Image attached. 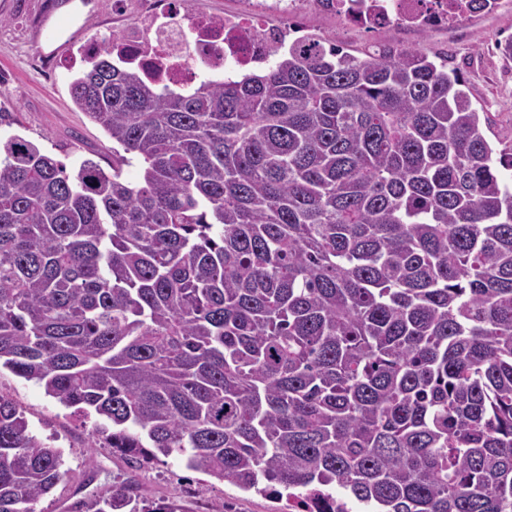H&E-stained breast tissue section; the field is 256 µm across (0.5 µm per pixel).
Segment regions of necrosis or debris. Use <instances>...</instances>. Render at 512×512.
I'll return each mask as SVG.
<instances>
[{
	"label": "necrosis or debris",
	"instance_id": "4bbe7bcc",
	"mask_svg": "<svg viewBox=\"0 0 512 512\" xmlns=\"http://www.w3.org/2000/svg\"><path fill=\"white\" fill-rule=\"evenodd\" d=\"M502 0H245L243 9L210 16L200 0H145L116 54L169 85L188 81L198 63L207 68L250 70L267 66L288 39L289 19L331 14L371 31L387 23L425 31L445 30L475 13L498 15Z\"/></svg>",
	"mask_w": 512,
	"mask_h": 512
}]
</instances>
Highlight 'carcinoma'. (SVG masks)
Wrapping results in <instances>:
<instances>
[{"mask_svg": "<svg viewBox=\"0 0 512 512\" xmlns=\"http://www.w3.org/2000/svg\"><path fill=\"white\" fill-rule=\"evenodd\" d=\"M465 87L308 36L175 91L102 41L70 90L112 171L0 144V369L133 467L512 512V152ZM63 465L0 394V512H37ZM70 512L191 510L115 482Z\"/></svg>", "mask_w": 512, "mask_h": 512, "instance_id": "cac0c4a2", "label": "carcinoma"}]
</instances>
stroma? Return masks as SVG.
I'll list each match as a JSON object with an SVG mask.
<instances>
[{
  "instance_id": "35a3bbf8",
  "label": "stroma",
  "mask_w": 512,
  "mask_h": 512,
  "mask_svg": "<svg viewBox=\"0 0 512 512\" xmlns=\"http://www.w3.org/2000/svg\"><path fill=\"white\" fill-rule=\"evenodd\" d=\"M63 2L0 0V140L22 136L72 170L86 159L106 168L112 163V141L75 106L69 85L86 65L81 51L122 33L129 18L113 12V0H72L80 7L78 18L54 43H45L42 22L59 13ZM305 32L360 52L391 44L447 57L464 77L474 107L489 114L488 139L499 149L512 145V58L498 48L512 38L511 7L494 17L466 18L446 32L384 27L366 33L331 15L310 16ZM0 392L25 410L31 428L54 437L63 451L68 474L41 500L40 512H62L63 502L77 501L92 456L101 475L132 478L149 498L182 496L192 512H285L286 501L276 496L240 490L172 458L135 470L111 449H90V423L9 371L0 372Z\"/></svg>"
}]
</instances>
